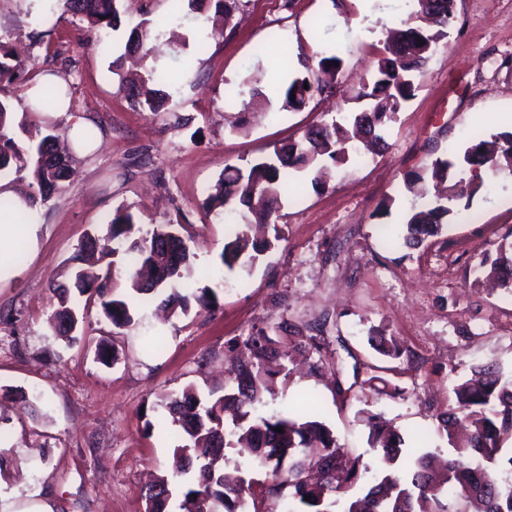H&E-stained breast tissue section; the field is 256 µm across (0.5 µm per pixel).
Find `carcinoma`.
<instances>
[{"instance_id": "cac0c4a2", "label": "carcinoma", "mask_w": 512, "mask_h": 512, "mask_svg": "<svg viewBox=\"0 0 512 512\" xmlns=\"http://www.w3.org/2000/svg\"><path fill=\"white\" fill-rule=\"evenodd\" d=\"M187 2L194 10L212 3L215 12L229 21L241 0H175ZM440 10L424 12L422 0H409V11L399 26L386 31L376 69L355 90L351 100L366 103L339 122L309 127L301 141L274 149V158L256 162L242 169L234 167L221 177L203 202L208 209H222L239 216L234 238L224 245L222 266L231 270L247 250L256 259L271 242L249 237L251 224H269L282 194L288 188L290 172L311 176L314 187H323L328 164L360 159L370 145L357 139L364 129L374 143L385 142L383 132L397 112L419 88L426 66L447 38L448 27L455 18L456 0H436ZM65 12L82 15L94 27L115 30L120 25L118 0H56ZM132 31L138 35V48L144 49L152 39L155 23L141 19ZM0 41V81L21 77L19 64ZM343 59L330 48H322L303 62L304 73L294 76L283 87L280 110L291 111L298 104L335 96L338 86L328 85L322 72L341 71L334 64ZM112 73L119 78V90L143 111L157 112L163 106L166 78L150 68L142 74L127 76L121 72L120 59L112 61ZM13 124L10 105L0 100V173L15 170L25 174L32 188L31 204L48 201L63 188L68 177L69 157L58 153L57 136L49 126L24 121L19 129L27 136L20 148L6 129ZM481 165L482 172L493 176L512 169V132H502L486 139L472 136L461 164L437 157L422 173L412 175L414 182L425 181L430 174L434 191L423 187L420 203L403 217L405 243L420 245L439 234L454 213L449 207L459 200L457 187L464 174ZM130 241L132 261L130 287L133 296L154 291H170L167 301L182 312L188 311L185 296L176 288L183 271L190 265L191 253L174 225L156 229L147 236H135L132 215L117 211L108 224L106 236L92 234L82 241L76 255L71 280L51 285L57 308L50 322L60 336L70 335L79 324L80 307L72 303V290L97 303L115 327L133 321L128 298L117 296L112 288V263L97 268L85 263L84 254L99 253L100 259L115 255L110 243L116 239ZM478 270L503 287L512 288V243L497 247V256L483 254ZM206 287L197 298L200 308L211 310L218 304V290ZM318 326H295L289 330L288 346L279 349L276 329H261L239 343L244 350L230 380L231 390L217 400L206 403L188 386L163 398L172 422L182 430L183 443L174 449L176 459L172 477L162 476L150 486L145 512L156 508L154 490L158 487L172 494V480L191 475L179 503L180 512H261L267 501L282 503L286 498L298 501L304 510L288 512H467L472 502L482 512H512V454L504 444L512 441V377L506 376L491 359L470 368V374L453 387L454 406L438 417V430L448 438V457L436 470L431 456L417 448L404 447L405 440L375 415L368 416L370 442L378 451L376 468L362 463L360 457L341 447L332 430L314 415L284 413L257 414L267 395H274L275 376L285 367L273 371L267 367L272 356L283 359L292 350L321 352ZM370 340L382 355L398 358L402 345L383 335ZM280 427L283 432L275 431ZM236 448L249 455L253 464L265 470V478L241 479L236 485L224 481L219 462L224 449ZM291 493H286V490Z\"/></svg>"}]
</instances>
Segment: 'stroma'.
I'll use <instances>...</instances> for the list:
<instances>
[{"instance_id":"stroma-1","label":"stroma","mask_w":512,"mask_h":512,"mask_svg":"<svg viewBox=\"0 0 512 512\" xmlns=\"http://www.w3.org/2000/svg\"><path fill=\"white\" fill-rule=\"evenodd\" d=\"M242 0L230 28L213 31V8H175L173 0H124L120 27L101 35L52 0H0V39L21 48L23 84H0L16 118L28 89L56 74L70 111L96 130V146L71 151L72 175L31 216L35 242L0 272V512H145L147 489L171 474L181 440L163 396L193 387L222 397L234 364L230 348L251 332L281 324H324L321 372L299 364L277 381L260 412L317 416L338 443L373 463L368 414L391 422L406 447L446 453L438 417L454 404L453 384L472 364L497 360L512 371V292L477 282L483 253L512 232V172L485 179L467 216L452 217L415 248L402 218L416 204L409 173L432 157L457 160L472 133L512 132V0H456L448 36L429 61L414 97L387 127L384 148L333 167L328 187L298 181L281 200L279 239L225 271L220 255L234 225L203 199L228 167H245L295 142L312 125L346 110L347 93L370 77L388 24L407 15L405 0ZM156 23L145 64L162 72L168 97L156 112L135 109L118 89L112 62L125 51L141 14ZM338 46L341 91L298 111L280 110L285 73L324 45ZM65 50L75 65L56 59ZM260 84L268 101L236 128L240 97ZM132 214L137 235L180 222L193 264L179 288L190 296L223 273L215 310L164 313L159 300L133 305L132 325L116 328L89 308L72 340L48 323L53 282L70 278L89 234L105 235L115 211ZM379 329L404 352L389 359L367 336ZM162 337L152 347L148 337ZM106 341L119 359L96 356ZM369 402L336 395V383L370 378ZM371 379V378H370ZM24 390L21 411L9 395Z\"/></svg>"}]
</instances>
